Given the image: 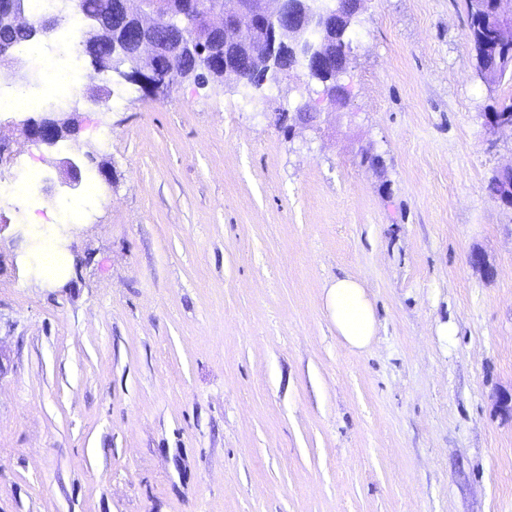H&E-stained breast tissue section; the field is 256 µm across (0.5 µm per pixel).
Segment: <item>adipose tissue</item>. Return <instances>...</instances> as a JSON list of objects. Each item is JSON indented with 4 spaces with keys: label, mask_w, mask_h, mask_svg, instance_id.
Instances as JSON below:
<instances>
[{
    "label": "adipose tissue",
    "mask_w": 512,
    "mask_h": 512,
    "mask_svg": "<svg viewBox=\"0 0 512 512\" xmlns=\"http://www.w3.org/2000/svg\"><path fill=\"white\" fill-rule=\"evenodd\" d=\"M325 299L337 336L350 350L366 349L376 334V316L363 285L349 276L336 278Z\"/></svg>",
    "instance_id": "ef3b65f1"
}]
</instances>
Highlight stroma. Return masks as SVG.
I'll return each mask as SVG.
<instances>
[{
	"label": "stroma",
	"mask_w": 512,
	"mask_h": 512,
	"mask_svg": "<svg viewBox=\"0 0 512 512\" xmlns=\"http://www.w3.org/2000/svg\"><path fill=\"white\" fill-rule=\"evenodd\" d=\"M469 23L365 0L335 102L299 71L251 98L79 76L51 150L0 112V512H512V132L484 118L512 81L474 78ZM325 299L337 336L352 351L366 349L376 336V316L363 285L350 276L338 277Z\"/></svg>",
	"instance_id": "1"
}]
</instances>
